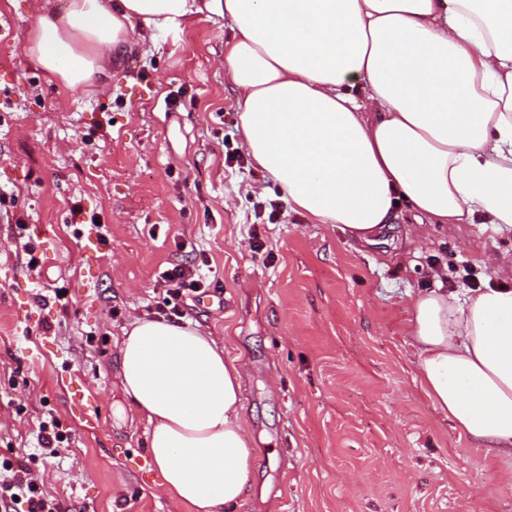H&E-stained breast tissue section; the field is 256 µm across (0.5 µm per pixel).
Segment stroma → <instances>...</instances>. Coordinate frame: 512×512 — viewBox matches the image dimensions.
<instances>
[{
    "label": "stroma",
    "mask_w": 512,
    "mask_h": 512,
    "mask_svg": "<svg viewBox=\"0 0 512 512\" xmlns=\"http://www.w3.org/2000/svg\"><path fill=\"white\" fill-rule=\"evenodd\" d=\"M43 4L0 0V192L16 196L0 212V459L74 512H189L157 485L117 344L162 306L159 272L204 256L211 285L186 297L185 320L244 367L256 460L239 512H512V457L433 406L408 336L422 290L466 292V267L495 285L486 258L512 257V231L402 212L362 245L308 223L249 163L223 17L147 34L72 91L26 56ZM30 240L44 253L35 271ZM74 380L92 419L70 407ZM51 417L69 434L53 459L33 446Z\"/></svg>",
    "instance_id": "obj_1"
}]
</instances>
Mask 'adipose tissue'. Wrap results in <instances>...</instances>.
Segmentation results:
<instances>
[{
  "label": "adipose tissue",
  "mask_w": 512,
  "mask_h": 512,
  "mask_svg": "<svg viewBox=\"0 0 512 512\" xmlns=\"http://www.w3.org/2000/svg\"><path fill=\"white\" fill-rule=\"evenodd\" d=\"M205 12L230 23L237 127L290 209L367 244L401 206L512 229V0H65L41 10L26 54L76 89ZM408 334L434 407L512 455V289L422 293ZM118 359L160 488L192 512H237L255 461L243 367L198 328L141 318Z\"/></svg>",
  "instance_id": "adipose-tissue-1"
}]
</instances>
